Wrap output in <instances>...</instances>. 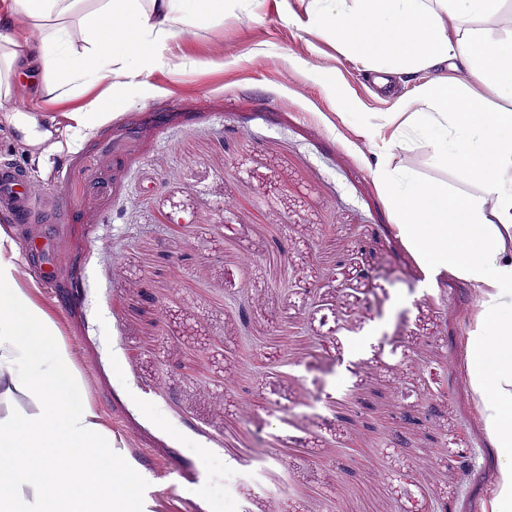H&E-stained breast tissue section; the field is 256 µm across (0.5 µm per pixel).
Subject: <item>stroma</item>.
Here are the masks:
<instances>
[{"instance_id": "obj_1", "label": "stroma", "mask_w": 512, "mask_h": 512, "mask_svg": "<svg viewBox=\"0 0 512 512\" xmlns=\"http://www.w3.org/2000/svg\"><path fill=\"white\" fill-rule=\"evenodd\" d=\"M309 7L190 29L147 92L41 86L0 107V161L67 205L0 215L28 260L18 283L149 512H491L504 456L466 370L478 293L419 267L373 173L389 113L468 76L378 88L296 25ZM91 101L103 120L76 130ZM392 163L476 190L426 147ZM457 452L474 468L449 467Z\"/></svg>"}]
</instances>
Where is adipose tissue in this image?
<instances>
[{
  "label": "adipose tissue",
  "mask_w": 512,
  "mask_h": 512,
  "mask_svg": "<svg viewBox=\"0 0 512 512\" xmlns=\"http://www.w3.org/2000/svg\"><path fill=\"white\" fill-rule=\"evenodd\" d=\"M511 0H311L307 24L359 60L385 87L391 77L456 61L471 85L448 92L417 88L382 143L376 179L399 236L425 267L452 273L476 288L479 312L470 338V384L487 433L511 461L499 476L491 512H512V30L493 21ZM13 0L0 16L31 22L33 50L0 56L9 76L37 73L41 84L74 89L102 81L140 83L170 42L203 19L239 10L261 18L265 0ZM97 31L74 52L75 30ZM489 88L504 106L476 92ZM426 143L434 162L476 182L475 194H453L392 167L395 147ZM15 244L0 229V374L32 394V414L0 416V512H131L132 477L120 449L79 399L71 355L45 313L20 288ZM67 458L58 469L57 458ZM123 494H115V487Z\"/></svg>",
  "instance_id": "1"
}]
</instances>
